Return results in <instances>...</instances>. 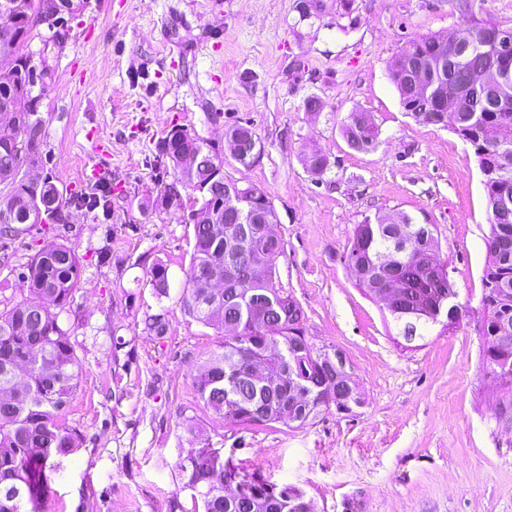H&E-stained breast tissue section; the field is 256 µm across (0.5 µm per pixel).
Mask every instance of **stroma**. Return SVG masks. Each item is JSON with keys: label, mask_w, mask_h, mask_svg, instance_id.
Returning <instances> with one entry per match:
<instances>
[{"label": "stroma", "mask_w": 512, "mask_h": 512, "mask_svg": "<svg viewBox=\"0 0 512 512\" xmlns=\"http://www.w3.org/2000/svg\"><path fill=\"white\" fill-rule=\"evenodd\" d=\"M296 4L81 0L74 16L33 31L32 63L51 77L36 159L22 169L55 184L64 204L59 219L0 238V309L27 297L22 274L47 243L76 245L82 266L59 314L80 374L63 416L74 446L47 464L46 512L191 505L176 466L202 446L296 487L311 512H512V426L495 415L504 389L482 361L483 175L451 127L404 111L387 70L415 37L447 39L468 19L512 26V0H326L305 21ZM310 95L324 103L315 117L303 109ZM357 110L379 128L368 152L342 135ZM240 119L262 153L247 166L225 153L224 175L267 192L284 242L278 285L302 306L309 342L346 356L363 397L353 412L331 409L301 428H244L198 399L191 370L224 333L181 308L192 225L145 206L173 179L156 150L172 126L221 146ZM100 139L111 157L94 177ZM308 147L328 156L324 175L303 165ZM89 195L95 207L77 205ZM396 212L434 225L463 306L456 327L432 325L411 341L344 262L357 224ZM159 260L170 285L162 297L147 276ZM147 313L166 315V335L144 333Z\"/></svg>", "instance_id": "1"}]
</instances>
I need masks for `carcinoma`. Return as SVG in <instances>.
<instances>
[{
    "mask_svg": "<svg viewBox=\"0 0 512 512\" xmlns=\"http://www.w3.org/2000/svg\"><path fill=\"white\" fill-rule=\"evenodd\" d=\"M35 0H0V21H11L8 42L25 46L34 27L51 17L34 7ZM324 0H298L300 19L317 17ZM491 34L512 31V26L485 20L467 23L458 29L462 36L443 45L434 36L410 40L388 64L390 80L400 101L424 112L419 120L438 124L439 113L430 111L425 99L412 89L418 66L432 60V89L448 97L456 106L458 136L471 146L484 176L483 185L489 213L486 237L487 260L482 283L490 300L483 327L484 363L487 374L508 386L506 401L512 405V79L498 87L460 85L458 73L467 69L495 71L497 55L473 32ZM13 80L0 81V110H12L14 126L0 123V182L13 185L12 195L0 202V224L20 232L28 223L36 197L57 201L60 214L63 199L58 188L45 181L39 187L20 177L24 159L15 149L16 138L24 133L32 142L40 135V120L30 107L28 70L31 55L12 54ZM498 131L507 140L508 151L484 138L482 128ZM347 145L368 151L378 140V127L367 112H352L342 125ZM225 139L243 143L256 138L248 124L236 123L224 131ZM193 156L201 202L213 210L216 223L193 227L191 265L181 297L186 315L208 326L228 331L220 350L195 366L193 386L204 406L229 423L266 426L271 423L304 427L329 409L336 396V364L312 359L305 336L306 316L301 305L276 284V258L283 251L275 230H263L260 221L276 218L266 193L250 186L254 197L265 201L264 211L255 221L244 220L241 252L224 245V182L220 181L219 157L215 147L173 126L158 145V158L167 160L177 174L184 155ZM306 169L323 175L328 156L318 150L304 153ZM413 240L411 253L389 268L378 266L379 255L394 245L397 235ZM439 250L432 224H420L408 215L399 224L364 220L354 230L345 255L350 268L358 267L359 285L370 294L389 279L402 284V294L393 314L399 327L408 323L422 329L434 319H446L451 327L460 319L455 284L447 268L429 264L426 257ZM264 264L268 279L247 282L248 265ZM217 267L229 274L219 296L212 298L198 287V279ZM80 259L76 248L51 244L33 256L22 274L28 298L9 309L0 310V512H43L49 492L47 462L72 448V433L59 422L79 384L76 355L68 330L59 323V314L45 306L49 301L63 310L71 304L80 279ZM155 294L169 292L167 266L155 262L150 271ZM143 331L152 336L168 333L169 322L162 313L146 314ZM278 346L284 350V364L292 374L274 382L254 379L248 373V354H259ZM183 487L192 491L193 510L177 499L170 512H303V494L289 485L278 486L235 466L212 448H191L177 464ZM231 482L247 487L239 496L224 493Z\"/></svg>",
    "mask_w": 512,
    "mask_h": 512,
    "instance_id": "1",
    "label": "carcinoma"
}]
</instances>
